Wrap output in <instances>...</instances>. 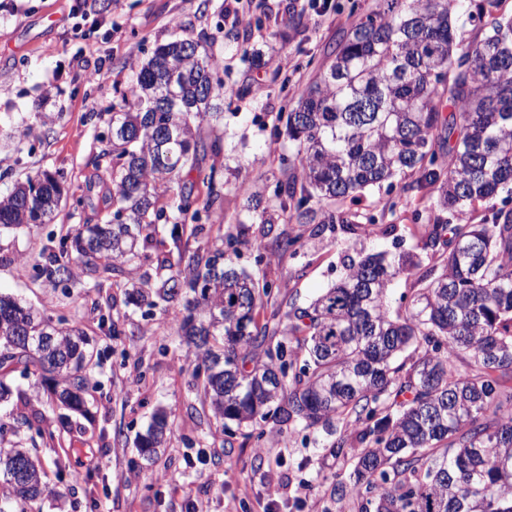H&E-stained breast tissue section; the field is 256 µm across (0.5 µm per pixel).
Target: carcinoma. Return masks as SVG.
<instances>
[{
	"label": "carcinoma",
	"instance_id": "cac0c4a2",
	"mask_svg": "<svg viewBox=\"0 0 512 512\" xmlns=\"http://www.w3.org/2000/svg\"><path fill=\"white\" fill-rule=\"evenodd\" d=\"M503 3L380 0L340 32L329 64L288 89L289 111L274 118L273 134L285 126L293 147L280 156L277 208L258 218L280 254L300 244L276 225L310 224L314 235L378 225L395 203L352 206L406 178L438 191L414 210L416 220L427 213L419 252L359 249L306 305L273 303L267 273L237 268L224 251V223L242 220L224 212L216 182L221 139L204 135L223 118L221 62L214 40L187 36L157 46L112 107L97 221L56 248L49 235L27 260L54 282L85 273L136 306L182 314L215 420L250 426L258 441L270 423L325 432L329 455L349 466L331 497L351 512H512V14ZM309 21L288 5V30ZM468 28L474 38L458 36ZM63 197L49 173L15 183L0 196V235L53 219ZM160 224L172 225L170 239ZM187 225L205 239L186 258ZM147 262L168 274L124 277ZM401 275L414 288L394 312L388 292ZM87 345L80 325L0 294V402L19 368L86 415L95 389ZM24 428L56 440L35 413L0 422L9 487L0 512L57 495L42 461L11 440ZM168 430L156 409L137 447L155 452Z\"/></svg>",
	"mask_w": 512,
	"mask_h": 512
}]
</instances>
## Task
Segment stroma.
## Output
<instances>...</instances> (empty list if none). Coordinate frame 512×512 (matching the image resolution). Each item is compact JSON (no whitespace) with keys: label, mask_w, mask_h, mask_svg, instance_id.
<instances>
[{"label":"stroma","mask_w":512,"mask_h":512,"mask_svg":"<svg viewBox=\"0 0 512 512\" xmlns=\"http://www.w3.org/2000/svg\"><path fill=\"white\" fill-rule=\"evenodd\" d=\"M311 1L321 20L293 36L283 22L288 0H252L245 35L234 39L228 32L237 0H94L89 12L72 10V0H0V192L42 171L59 175L68 191L51 224L0 238V292L82 326L96 361L88 416L73 418L65 447L35 444L62 492L45 498L42 512H192L197 503L205 512H339L330 492L345 470L324 448V434L291 429L258 442L249 428L220 427L202 404L195 356L180 342L171 314L158 308L142 314L122 291L88 276L65 286L50 282L23 260L40 252L50 231L96 222L104 192L89 177L108 114L157 45L189 35L213 37L223 64L217 177L224 208L241 215L247 238L261 236L250 196L282 176L279 157L288 141L270 137L271 118L286 104L281 86L309 81L340 29L355 20L352 0H298ZM242 87L249 93L241 98ZM244 181L250 194L238 190ZM385 197L397 203L396 229L387 236L376 231L352 241L338 231L314 238L308 226L286 225L301 239L299 255H280L271 244L260 265L279 283L278 301L301 305L329 288L352 246L415 250L414 210L434 199V190L374 189L366 200ZM103 314L116 321L117 334L99 329ZM9 384L0 417L32 409L59 427L61 409L30 378L17 370ZM159 407L172 427L158 453L146 457L135 440Z\"/></svg>","instance_id":"obj_1"}]
</instances>
